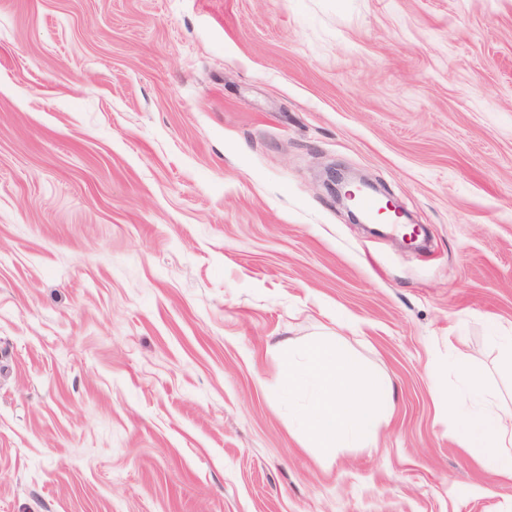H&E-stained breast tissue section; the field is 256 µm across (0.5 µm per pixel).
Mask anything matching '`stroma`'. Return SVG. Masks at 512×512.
Masks as SVG:
<instances>
[{
    "instance_id": "1",
    "label": "stroma",
    "mask_w": 512,
    "mask_h": 512,
    "mask_svg": "<svg viewBox=\"0 0 512 512\" xmlns=\"http://www.w3.org/2000/svg\"><path fill=\"white\" fill-rule=\"evenodd\" d=\"M340 164L427 250L349 223ZM512 0H0V512H512ZM389 384L318 448L281 367ZM457 366L464 386L463 404L478 399H483L479 391L474 376L469 368L468 360L465 354L460 353L457 357ZM458 440L495 475L512 480V409H469L460 421Z\"/></svg>"
}]
</instances>
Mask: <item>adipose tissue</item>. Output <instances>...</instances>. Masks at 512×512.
Segmentation results:
<instances>
[{
  "instance_id": "1",
  "label": "adipose tissue",
  "mask_w": 512,
  "mask_h": 512,
  "mask_svg": "<svg viewBox=\"0 0 512 512\" xmlns=\"http://www.w3.org/2000/svg\"><path fill=\"white\" fill-rule=\"evenodd\" d=\"M281 378L289 394L310 392L298 421L319 447L338 448L375 435L379 420L371 402L379 387L362 377L352 359L333 346L310 348L291 361ZM461 448L495 475L512 480V410L471 408L460 421Z\"/></svg>"
}]
</instances>
